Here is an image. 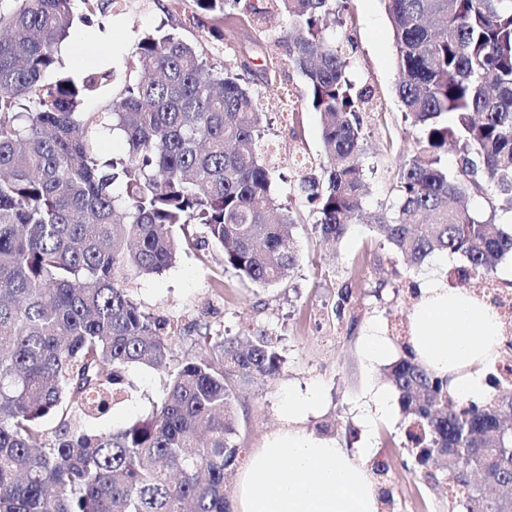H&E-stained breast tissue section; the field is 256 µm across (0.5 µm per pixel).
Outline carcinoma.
<instances>
[{
	"instance_id": "cac0c4a2",
	"label": "carcinoma",
	"mask_w": 512,
	"mask_h": 512,
	"mask_svg": "<svg viewBox=\"0 0 512 512\" xmlns=\"http://www.w3.org/2000/svg\"><path fill=\"white\" fill-rule=\"evenodd\" d=\"M0 0V512H231L224 479L234 470L239 400L284 358L266 331L215 336L145 311L132 278L172 267L183 249L222 250L223 270L273 288L298 265L296 195L272 193L275 166L261 141L263 105L242 46L220 65L172 31L144 35L124 73L78 74L59 56L75 22L101 32L133 0ZM206 36L244 25L287 28L286 53L261 69L305 79L330 158L327 178L298 171L299 195L324 245L361 223L363 114L383 110L373 89L349 78L355 43L332 36L348 0H180ZM401 73L404 119L422 129L400 160L388 208L370 215L381 245L411 268L439 252L465 264L448 277L483 288L512 257V0H384ZM101 98L104 105L85 112ZM117 130L119 160L105 159L91 129ZM455 166L448 169V151ZM121 186L124 194L115 193ZM482 199L475 212L469 202ZM202 229L204 238L197 236ZM385 369L408 419L407 448L457 487L461 512H512V488L472 490L470 468L512 472V368L494 366L492 398L448 392V379L415 358ZM147 365L164 388L142 420L99 433Z\"/></svg>"
}]
</instances>
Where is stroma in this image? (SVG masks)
Returning a JSON list of instances; mask_svg holds the SVG:
<instances>
[{
  "label": "stroma",
  "mask_w": 512,
  "mask_h": 512,
  "mask_svg": "<svg viewBox=\"0 0 512 512\" xmlns=\"http://www.w3.org/2000/svg\"><path fill=\"white\" fill-rule=\"evenodd\" d=\"M348 9L355 20L357 43L352 74L358 83L372 85L385 107L384 122H364L365 173L372 188L366 207L375 210L391 203L396 164L417 142L396 94L399 73L383 0H348ZM163 24L175 27L183 40L197 45L199 52L214 62L229 58L231 46L241 44H255L253 61L259 68L284 53L274 37L258 35L248 27L238 28L227 41L200 39L196 25L173 0H136L135 8L113 17L107 45H100L83 25H76L67 42L69 59L122 69L125 56L139 38ZM259 91L266 107L265 145L275 150L281 173L273 188L285 196L298 180L290 162L292 155L310 157L317 166L326 161L321 119L310 106L296 71L285 70L271 83L260 85ZM288 97L299 107L292 117L281 110L282 99ZM314 221L313 214L302 211L294 231L299 263L292 277L280 286L257 289L223 272L221 252L211 249L207 262H200L192 250L162 274L130 281L129 288L148 312L179 321L188 337L194 336L200 321L216 336L264 330L279 337L285 358L281 373L253 387L241 400L245 420L238 442L244 452L260 447L265 436L280 426L289 397L313 390L319 395V404L308 415V428L314 431L328 425L330 435L344 447L370 449L371 462L386 463V472L376 480L380 490L390 492L393 503L382 512H449L447 483L431 486L419 477L405 446L407 423L400 412L375 416L369 426L364 423L365 414L374 407L375 394L386 384L382 379L384 361L366 357L362 337L374 325L387 333L392 326L407 324L412 284L422 274L453 269L463 259L456 254H437L421 271L411 270L402 260L387 257L362 224L354 225L337 252L331 253L321 246ZM345 283L355 296L350 319L338 318L334 312L336 291ZM130 377L136 386L131 398L107 418L88 421L87 429L124 425L148 412L151 400L162 389L159 374L141 365L131 370Z\"/></svg>",
  "instance_id": "35a3bbf8"
}]
</instances>
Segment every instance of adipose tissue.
Wrapping results in <instances>:
<instances>
[{
	"label": "adipose tissue",
	"instance_id": "ef3b65f1",
	"mask_svg": "<svg viewBox=\"0 0 512 512\" xmlns=\"http://www.w3.org/2000/svg\"><path fill=\"white\" fill-rule=\"evenodd\" d=\"M417 288L409 314L417 360L447 378L454 396L487 400V372L500 357L498 314L488 302L449 287L437 273L422 277ZM317 404L314 391L289 401L282 426L240 472L234 512H380L378 487L363 454L306 427Z\"/></svg>",
	"mask_w": 512,
	"mask_h": 512
}]
</instances>
